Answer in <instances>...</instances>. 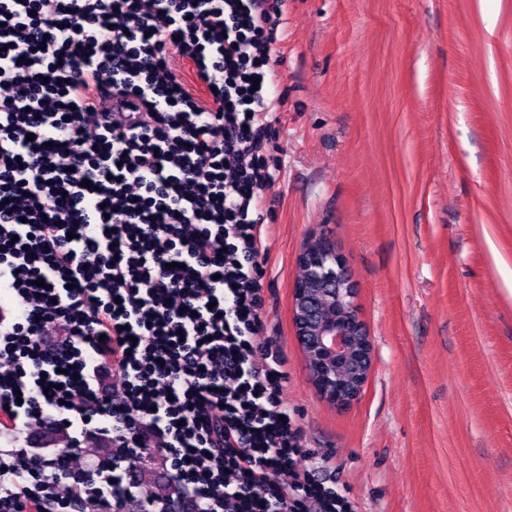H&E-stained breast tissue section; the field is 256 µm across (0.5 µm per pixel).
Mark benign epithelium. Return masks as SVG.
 <instances>
[{
	"label": "benign epithelium",
	"mask_w": 512,
	"mask_h": 512,
	"mask_svg": "<svg viewBox=\"0 0 512 512\" xmlns=\"http://www.w3.org/2000/svg\"><path fill=\"white\" fill-rule=\"evenodd\" d=\"M304 270L292 286L291 319L308 379L328 404L348 408L360 399L373 366V345L356 303L357 285L347 260L322 237L310 240L298 255ZM336 304L340 316L322 317L318 301Z\"/></svg>",
	"instance_id": "1"
}]
</instances>
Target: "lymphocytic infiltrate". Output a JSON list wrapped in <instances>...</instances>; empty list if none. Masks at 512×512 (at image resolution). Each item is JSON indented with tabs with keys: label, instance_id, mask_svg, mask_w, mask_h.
<instances>
[{
	"label": "lymphocytic infiltrate",
	"instance_id": "1",
	"mask_svg": "<svg viewBox=\"0 0 512 512\" xmlns=\"http://www.w3.org/2000/svg\"><path fill=\"white\" fill-rule=\"evenodd\" d=\"M284 9L0 0V512H354L258 340ZM136 478L141 485L142 491H156L158 484L162 485L165 480V472L159 462L145 458L136 472Z\"/></svg>",
	"mask_w": 512,
	"mask_h": 512
}]
</instances>
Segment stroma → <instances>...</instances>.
I'll use <instances>...</instances> for the list:
<instances>
[{
	"mask_svg": "<svg viewBox=\"0 0 512 512\" xmlns=\"http://www.w3.org/2000/svg\"><path fill=\"white\" fill-rule=\"evenodd\" d=\"M267 148L261 341L299 461L356 512H512V0H286ZM348 260L374 347L359 402L310 385L306 241Z\"/></svg>",
	"mask_w": 512,
	"mask_h": 512,
	"instance_id": "35a3bbf8",
	"label": "stroma"
}]
</instances>
